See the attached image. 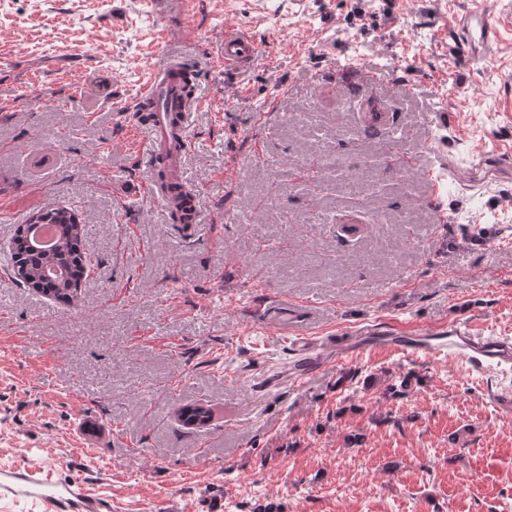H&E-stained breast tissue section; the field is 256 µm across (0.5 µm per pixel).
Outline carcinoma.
Wrapping results in <instances>:
<instances>
[{"instance_id":"cac0c4a2","label":"carcinoma","mask_w":512,"mask_h":512,"mask_svg":"<svg viewBox=\"0 0 512 512\" xmlns=\"http://www.w3.org/2000/svg\"><path fill=\"white\" fill-rule=\"evenodd\" d=\"M42 224L56 229V242L49 246H32L26 231L15 237L11 266L19 284L28 289L70 302L77 294L78 285L85 276L88 260L84 248V225L74 224L68 216V207L57 206L36 211ZM414 375L408 374L399 382L386 386L383 395L400 398L407 394ZM180 421L189 427L206 426L212 413L203 406H183L178 411Z\"/></svg>"}]
</instances>
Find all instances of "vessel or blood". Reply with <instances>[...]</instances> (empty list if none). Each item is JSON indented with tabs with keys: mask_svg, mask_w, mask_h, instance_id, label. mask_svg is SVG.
<instances>
[{
	"mask_svg": "<svg viewBox=\"0 0 512 512\" xmlns=\"http://www.w3.org/2000/svg\"><path fill=\"white\" fill-rule=\"evenodd\" d=\"M495 37V27L488 8L467 12L459 21L458 60L468 62L482 57ZM256 53V43L245 31L229 26L224 30V66L240 69L249 64ZM188 64L179 53H168L155 71L143 97L157 107L144 128L145 158L163 157L165 176L147 174L145 187L151 201L166 213H179L185 224L196 227L202 221L199 194L182 179V168L188 152L193 99L187 98L183 73ZM291 336L305 368L316 369L324 354L344 361L377 347H389L410 356L446 355L460 360L470 371L482 373L512 364L511 336H478L470 323L448 320L435 328H427L410 336L391 330L366 328L350 337L314 343L309 337L305 315H296L284 327ZM27 500L36 512H112V503L104 497L91 496L77 479L60 480L42 469L0 467V501Z\"/></svg>",
	"mask_w": 512,
	"mask_h": 512,
	"instance_id": "1",
	"label": "vessel or blood"
}]
</instances>
